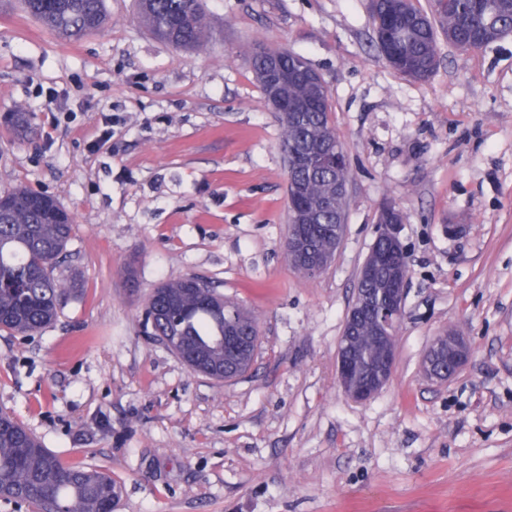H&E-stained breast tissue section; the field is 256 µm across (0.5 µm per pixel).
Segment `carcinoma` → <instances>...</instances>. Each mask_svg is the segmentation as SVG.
Returning a JSON list of instances; mask_svg holds the SVG:
<instances>
[{
    "mask_svg": "<svg viewBox=\"0 0 512 512\" xmlns=\"http://www.w3.org/2000/svg\"><path fill=\"white\" fill-rule=\"evenodd\" d=\"M148 30L171 46L193 51L204 41L208 25L202 0H139ZM29 15L64 37L94 33L103 24V0H24ZM376 43L421 65L415 79L429 77L437 65L438 33L464 52L484 48L479 31L491 22L512 28V0H434L428 16L413 0H381L373 12ZM290 112L299 121L279 120L281 150L297 154L327 149L340 140L329 120L330 105L322 84L290 82L282 90ZM336 170L298 161L294 172L297 199L314 210L309 234L322 251L333 242L331 227L345 215L346 199L336 195ZM73 232L72 217L52 197L17 188L0 195V329L31 336L58 316L70 289L56 273L57 259ZM371 255L386 263L402 264L389 246L379 241ZM146 319H154L156 336L178 338L202 369L224 367L237 359L234 342L258 341L254 317L224 298L205 280L187 275L159 284L149 296ZM356 374L375 360L379 339L370 325L356 336ZM0 498L32 506L35 512H112L117 493L112 477L97 471L64 466L32 434L0 412Z\"/></svg>",
    "mask_w": 512,
    "mask_h": 512,
    "instance_id": "cac0c4a2",
    "label": "carcinoma"
}]
</instances>
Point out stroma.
I'll return each instance as SVG.
<instances>
[{
	"label": "stroma",
	"instance_id": "1",
	"mask_svg": "<svg viewBox=\"0 0 512 512\" xmlns=\"http://www.w3.org/2000/svg\"><path fill=\"white\" fill-rule=\"evenodd\" d=\"M204 8L214 38L184 52L137 0H105L103 28L76 40L0 0V193L70 212L59 270L81 286L40 333L0 330V411L63 465L109 474L113 512H512V35L439 41L414 81L377 48L370 0ZM259 46L321 76L348 155L345 232L315 278L283 252ZM386 202L403 215L404 313L392 378L358 403L337 344ZM186 275L256 318L244 375L195 373L154 336L147 297ZM449 332L471 354L429 379L424 353Z\"/></svg>",
	"mask_w": 512,
	"mask_h": 512
}]
</instances>
